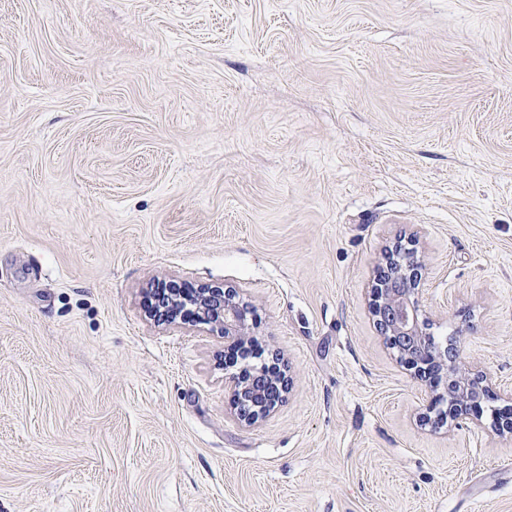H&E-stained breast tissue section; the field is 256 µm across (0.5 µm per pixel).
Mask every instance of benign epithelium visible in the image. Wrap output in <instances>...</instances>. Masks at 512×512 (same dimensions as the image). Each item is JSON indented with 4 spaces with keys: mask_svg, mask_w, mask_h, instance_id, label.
I'll return each instance as SVG.
<instances>
[{
    "mask_svg": "<svg viewBox=\"0 0 512 512\" xmlns=\"http://www.w3.org/2000/svg\"><path fill=\"white\" fill-rule=\"evenodd\" d=\"M424 268L414 247L395 244L386 267L371 288L370 313L385 344L397 360L413 375L429 383L431 397L427 406L435 411L448 404V417L458 424L482 425L484 405L491 399L506 402L492 420V430L512 435V391L495 392L487 374L461 367V351L450 343L442 346L426 332L420 320L418 288ZM171 289V303L165 319L171 324L201 322L211 324L224 334V342L236 356L244 357L253 350L249 334L250 308L237 298L233 289L219 287H186L163 282ZM231 407L236 419L252 426L266 418L282 403L289 390L287 369L279 355L260 367L243 366L228 377Z\"/></svg>",
    "mask_w": 512,
    "mask_h": 512,
    "instance_id": "7a95c632",
    "label": "benign epithelium"
}]
</instances>
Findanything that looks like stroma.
<instances>
[{"instance_id": "stroma-1", "label": "stroma", "mask_w": 512, "mask_h": 512, "mask_svg": "<svg viewBox=\"0 0 512 512\" xmlns=\"http://www.w3.org/2000/svg\"><path fill=\"white\" fill-rule=\"evenodd\" d=\"M512 389V0H0V512H512V437L423 424L370 314ZM236 289L286 400L231 414ZM155 288H170L172 293L168 314L164 318L170 324L201 322L212 324L224 334V343L235 351L236 358L225 363L226 367L237 364L253 350L249 334L250 308L237 298L233 289L219 287H186L174 282H163ZM180 321V322H179Z\"/></svg>"}]
</instances>
